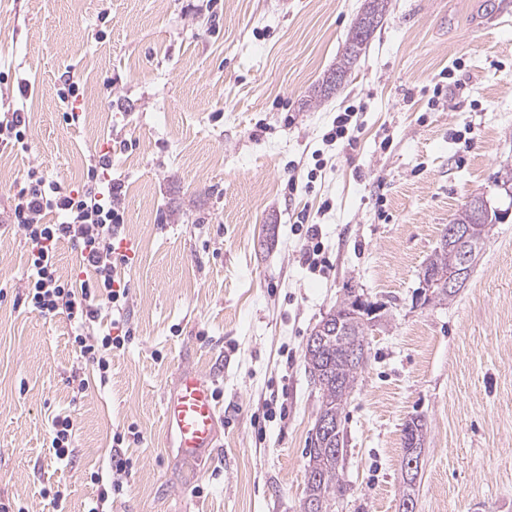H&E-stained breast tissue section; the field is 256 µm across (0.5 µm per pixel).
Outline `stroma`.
<instances>
[{
  "label": "stroma",
  "mask_w": 512,
  "mask_h": 512,
  "mask_svg": "<svg viewBox=\"0 0 512 512\" xmlns=\"http://www.w3.org/2000/svg\"><path fill=\"white\" fill-rule=\"evenodd\" d=\"M364 6L0 0V100L18 97L17 78L32 86L27 150L0 145V209L29 167L71 188L108 151L135 244L134 338L103 384L66 315L24 305L28 247L0 225V499L25 512H300L319 409L303 349L352 290L379 312L341 415L336 512H398L402 429L418 415L417 512H512V220L492 226L452 301L420 284L454 214L512 164V0H389L347 80L309 104ZM69 76L76 125L57 95ZM351 105L354 147L325 148ZM301 220L322 230V267L302 261ZM187 366L220 415L217 448L197 459L164 417ZM61 413L75 426L66 461L50 438ZM116 454L129 461L118 493Z\"/></svg>",
  "instance_id": "1"
}]
</instances>
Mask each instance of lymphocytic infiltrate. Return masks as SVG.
<instances>
[{"mask_svg": "<svg viewBox=\"0 0 512 512\" xmlns=\"http://www.w3.org/2000/svg\"><path fill=\"white\" fill-rule=\"evenodd\" d=\"M111 169V155H99L83 187L70 190L30 168L0 219L28 246V307L47 318L66 314L74 324L73 348L103 376L112 352L124 349L134 336L125 316L129 289L121 276L128 258L116 247L124 226V185L112 180ZM52 213L57 222H47ZM63 241L78 250L92 278L77 282L59 276L56 249Z\"/></svg>", "mask_w": 512, "mask_h": 512, "instance_id": "f902f5d3", "label": "lymphocytic infiltrate"}]
</instances>
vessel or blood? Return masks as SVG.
<instances>
[{
    "mask_svg": "<svg viewBox=\"0 0 512 512\" xmlns=\"http://www.w3.org/2000/svg\"><path fill=\"white\" fill-rule=\"evenodd\" d=\"M165 417L184 456L196 458L215 448L217 407L208 381L196 370H183L175 392L165 400Z\"/></svg>",
    "mask_w": 512,
    "mask_h": 512,
    "instance_id": "vessel-or-blood-1",
    "label": "vessel or blood"
}]
</instances>
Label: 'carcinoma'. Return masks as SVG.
Instances as JSON below:
<instances>
[{
  "label": "carcinoma",
  "instance_id": "cac0c4a2",
  "mask_svg": "<svg viewBox=\"0 0 512 512\" xmlns=\"http://www.w3.org/2000/svg\"><path fill=\"white\" fill-rule=\"evenodd\" d=\"M388 10V0H368L366 7L357 17L344 52L322 80L319 93L327 97L341 86L355 62L366 48L374 30ZM454 220L468 225V238L474 255L470 268H475L490 231L489 223L481 217L469 216L461 211ZM449 251L439 246L425 265V270L444 272L448 270ZM357 295H348L334 309L327 313L324 329L312 331L304 348L306 368L312 380L319 382L320 407L318 417L341 421L344 406L352 393L358 375L367 362L366 335L369 330L372 305L356 307ZM427 435L425 420L416 416L405 423L403 428V451L420 454ZM312 447L306 449L308 458L306 480L301 512H310L312 505H321L322 512H335L329 506L336 503V495L343 489L342 461L345 445L343 430L334 434L314 438Z\"/></svg>",
  "mask_w": 512,
  "mask_h": 512
}]
</instances>
